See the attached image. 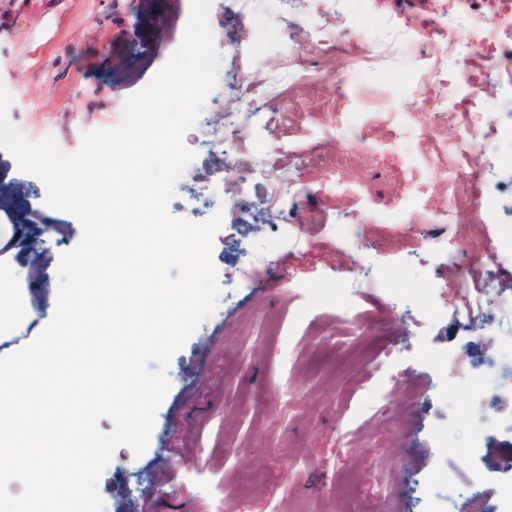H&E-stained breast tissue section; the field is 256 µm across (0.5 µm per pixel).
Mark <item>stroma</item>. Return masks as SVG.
I'll return each instance as SVG.
<instances>
[{
  "mask_svg": "<svg viewBox=\"0 0 512 512\" xmlns=\"http://www.w3.org/2000/svg\"><path fill=\"white\" fill-rule=\"evenodd\" d=\"M0 0V84L11 122L29 139L54 136L75 152L83 132L120 123L128 96L179 46L190 0ZM435 0H366L372 62L354 73L361 20L347 0H251L249 15L212 0L221 55L201 121L248 119L253 141L234 157L251 173L278 153L246 200L225 195L213 261L216 312L177 352L170 390L147 450L118 447L99 481L104 512H431L451 481L456 512L476 488L512 483V363L490 394L470 362L512 340V73L484 80L481 182L459 171L463 131L443 100L454 73L456 29L438 26ZM317 39L288 71L299 30ZM342 31L344 50L323 41ZM266 96L237 91L244 72ZM490 195L500 221L448 206ZM37 177L0 150L1 224H24L49 262L81 234L72 215L47 207ZM286 186L288 201L269 196ZM287 228L291 241L265 253ZM346 234L355 248H340ZM473 267L463 292L448 253ZM257 269L239 280L246 266ZM384 276V291L353 299L379 309L371 324L337 320L336 291ZM444 305L426 318L424 308Z\"/></svg>",
  "mask_w": 512,
  "mask_h": 512,
  "instance_id": "obj_1",
  "label": "stroma"
}]
</instances>
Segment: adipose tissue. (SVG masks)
<instances>
[{
	"label": "adipose tissue",
	"instance_id": "1",
	"mask_svg": "<svg viewBox=\"0 0 512 512\" xmlns=\"http://www.w3.org/2000/svg\"><path fill=\"white\" fill-rule=\"evenodd\" d=\"M20 225H0V443L12 437L17 426L9 413L26 389L22 374L29 366L38 364L49 369L57 386L70 381L67 359L84 345V326L81 322V298L71 283L91 273L99 280L114 277L115 271L106 263V252L112 251V236H105L96 249L77 256L61 281L52 308L66 320L67 336L46 355L37 356L11 347L14 332L29 325L37 316V302L26 287L29 276L38 268L36 257H23L24 245Z\"/></svg>",
	"mask_w": 512,
	"mask_h": 512
}]
</instances>
